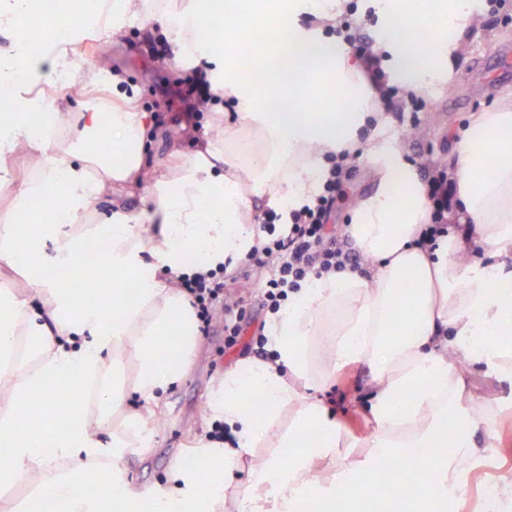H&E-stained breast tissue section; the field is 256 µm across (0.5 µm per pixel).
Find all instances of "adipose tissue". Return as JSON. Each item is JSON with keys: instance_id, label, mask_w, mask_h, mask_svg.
<instances>
[{"instance_id": "adipose-tissue-1", "label": "adipose tissue", "mask_w": 512, "mask_h": 512, "mask_svg": "<svg viewBox=\"0 0 512 512\" xmlns=\"http://www.w3.org/2000/svg\"><path fill=\"white\" fill-rule=\"evenodd\" d=\"M347 0H224L225 15L252 19L224 41V67L212 78L222 112L218 138L183 160L175 185L147 188L143 218L124 211L83 223L112 182H137L147 169V113L132 104L83 115L82 138L107 137L111 161L91 166L60 147L63 123L37 143L24 132L35 111L59 112L34 88L44 65L66 72L85 24L123 35L146 0H48L39 36L14 26L34 0H0V89L20 111L0 114V187L13 175L5 160L30 146L35 172L10 195L12 221L0 224V264L36 267L52 243L58 277L33 281L31 298L0 294V446L12 459L0 486L32 480L10 512H447L464 500L459 456L477 455L474 436L494 419L476 406L458 361L512 380V102L477 113L459 134L448 176L456 188L447 232L423 242L431 224L428 187L383 124L382 104L362 65L322 35L337 26ZM383 19L373 55L389 51L400 85L430 90L449 79L450 57L483 8L481 0H376ZM213 14L196 0L165 34L174 58L212 55L204 39ZM257 44L254 70L238 59ZM287 103L284 112L270 111ZM365 141L376 187L359 199L345 231L364 258L361 269L311 276L273 319V361L240 362L207 402L211 422L233 443L200 442L193 462L141 499L124 458L145 449L152 403L190 370L199 327L177 283L204 268L232 267L260 242V210L282 216L313 201L330 169L328 154ZM492 171L477 177L479 157ZM50 202L30 212L28 199ZM100 240L94 264L84 243ZM478 248L482 257L470 256ZM368 365L374 388L370 435L355 438L331 418L318 391L343 367ZM140 407H131V396ZM366 448L351 462L345 448ZM258 448L269 456L255 457ZM395 461L387 493L370 495L380 466ZM247 469L244 485L234 484Z\"/></svg>"}]
</instances>
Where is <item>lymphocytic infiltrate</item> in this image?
Listing matches in <instances>:
<instances>
[{
  "instance_id": "lymphocytic-infiltrate-1",
  "label": "lymphocytic infiltrate",
  "mask_w": 512,
  "mask_h": 512,
  "mask_svg": "<svg viewBox=\"0 0 512 512\" xmlns=\"http://www.w3.org/2000/svg\"><path fill=\"white\" fill-rule=\"evenodd\" d=\"M344 176L343 165L332 167L323 195L314 204L292 212L289 221H282L276 213H266L261 224L265 234L262 245L247 255L244 264L264 270L259 286L271 312H279L289 292L300 288L310 275L359 268L360 256L348 247L341 234L326 224ZM180 285L203 328L223 319L224 343L234 345L246 310L233 298L226 284L215 274L198 272L182 277Z\"/></svg>"
}]
</instances>
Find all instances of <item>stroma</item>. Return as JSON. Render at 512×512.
I'll use <instances>...</instances> for the list:
<instances>
[{
    "label": "stroma",
    "instance_id": "obj_1",
    "mask_svg": "<svg viewBox=\"0 0 512 512\" xmlns=\"http://www.w3.org/2000/svg\"><path fill=\"white\" fill-rule=\"evenodd\" d=\"M497 12L483 11L479 25L469 36L463 53L459 54L456 73L463 80L456 89L440 84L424 94L425 108L413 114L406 96L392 99L388 112L393 118L390 135L404 136L405 160L417 167L451 169L456 161V142L459 132L467 126L471 116L485 112L512 98V73L495 72L492 86H484L471 78L470 72L485 51L492 47L512 48V24L500 21ZM158 19L144 18L126 29L121 41H113L105 32L91 28L85 31L80 49L73 57L78 71L96 68L97 56L109 59V70L101 74L99 81L84 85L82 94H56L55 100L64 111L83 112L99 103L111 102L110 73H119V86L124 95L132 99L135 107L155 115V123L145 136V161L151 181H167L172 177L173 151L189 154L197 150L195 135H185V126H193L197 133L204 132L217 120L206 106L191 107L179 97L191 81L203 78L206 70L219 69L223 62L187 64L174 61L172 56H159L151 52L150 42L162 35ZM419 123L420 136L412 138L406 131L412 123ZM375 173L367 160L353 162L346 170L343 183L347 198L337 202L327 222L344 227L352 220L349 200L354 196L367 195L373 188ZM146 193L142 184L120 183L113 185L96 203L98 218L111 215L115 207H122L136 216L147 207ZM238 277L236 289L247 300V316L242 324L238 344L232 349L224 347V325L213 323L209 332L200 335L188 375L157 398V410L161 415L159 435L150 441L142 453L127 455L124 463L128 476L138 489L144 490L156 483L165 482L172 467L183 459H189L200 437V423L209 392L223 377L225 371L244 359L256 358L252 337L267 329L271 314L256 286L259 270L244 271L235 267ZM466 381L472 393L484 403L497 406L494 422L480 430L475 442L481 455L474 459L471 474L462 475L461 481L468 490L465 504L455 506L454 512H483L486 497L485 483L500 482L503 475L512 474V381L487 374L481 367L470 369ZM370 370L364 365H352L337 372L335 378L319 394L324 406L344 428L357 438H365L371 432L370 416L366 411L367 398L372 391Z\"/></svg>",
    "mask_w": 512,
    "mask_h": 512
}]
</instances>
